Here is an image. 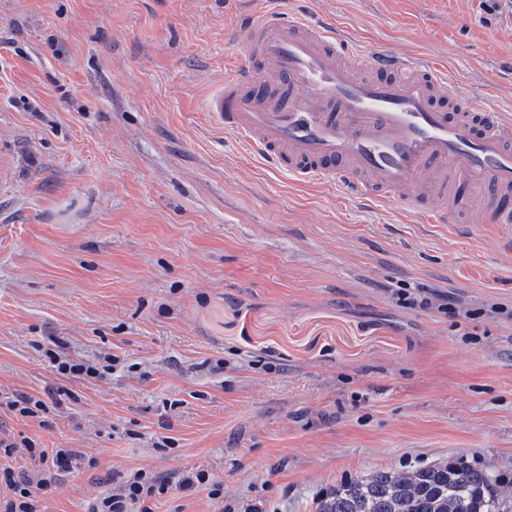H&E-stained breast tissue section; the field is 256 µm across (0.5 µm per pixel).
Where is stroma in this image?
<instances>
[{"mask_svg":"<svg viewBox=\"0 0 512 512\" xmlns=\"http://www.w3.org/2000/svg\"><path fill=\"white\" fill-rule=\"evenodd\" d=\"M268 2L0 0V395L69 392L40 422L1 407L0 431L88 458L44 512L192 468L223 499L153 512H316L341 481L454 460L512 512V232L297 185L215 125ZM284 5L512 108V0ZM51 337L120 364L65 378Z\"/></svg>","mask_w":512,"mask_h":512,"instance_id":"35a3bbf8","label":"stroma"}]
</instances>
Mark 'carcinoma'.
<instances>
[{
	"instance_id": "1",
	"label": "carcinoma",
	"mask_w": 512,
	"mask_h": 512,
	"mask_svg": "<svg viewBox=\"0 0 512 512\" xmlns=\"http://www.w3.org/2000/svg\"><path fill=\"white\" fill-rule=\"evenodd\" d=\"M491 484L488 472L465 465L378 470L337 484L318 512H499Z\"/></svg>"
}]
</instances>
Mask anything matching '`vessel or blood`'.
I'll list each match as a JSON object with an SVG mask.
<instances>
[{"label":"vessel or blood","mask_w":512,"mask_h":512,"mask_svg":"<svg viewBox=\"0 0 512 512\" xmlns=\"http://www.w3.org/2000/svg\"><path fill=\"white\" fill-rule=\"evenodd\" d=\"M235 43L244 63L207 109L275 169L429 224H512V114L455 96L442 68L368 55L285 8L250 16Z\"/></svg>","instance_id":"obj_1"}]
</instances>
